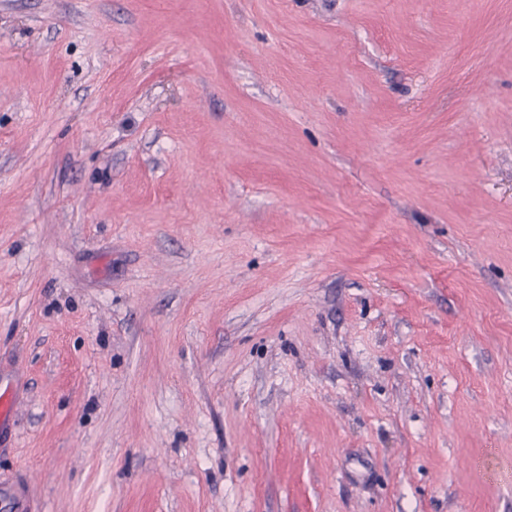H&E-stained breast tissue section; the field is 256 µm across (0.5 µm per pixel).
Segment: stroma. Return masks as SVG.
<instances>
[{
    "label": "stroma",
    "instance_id": "35a3bbf8",
    "mask_svg": "<svg viewBox=\"0 0 512 512\" xmlns=\"http://www.w3.org/2000/svg\"><path fill=\"white\" fill-rule=\"evenodd\" d=\"M0 386L40 512H512V0H0Z\"/></svg>",
    "mask_w": 512,
    "mask_h": 512
}]
</instances>
